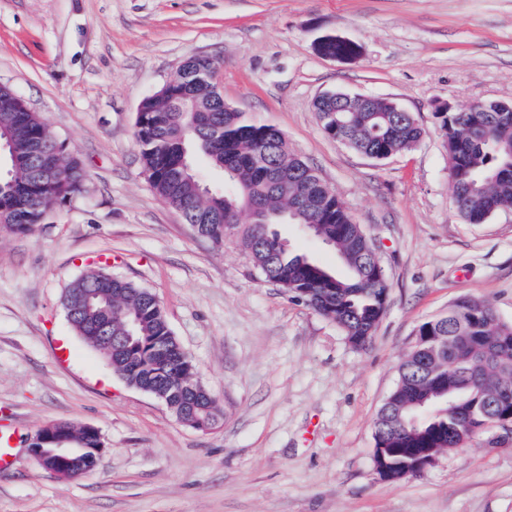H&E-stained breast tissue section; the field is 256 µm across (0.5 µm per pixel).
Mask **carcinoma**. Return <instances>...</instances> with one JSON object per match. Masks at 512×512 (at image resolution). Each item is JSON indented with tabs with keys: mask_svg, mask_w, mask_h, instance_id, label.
<instances>
[{
	"mask_svg": "<svg viewBox=\"0 0 512 512\" xmlns=\"http://www.w3.org/2000/svg\"><path fill=\"white\" fill-rule=\"evenodd\" d=\"M200 112L183 115L171 98L145 105L134 137L143 170L155 193L197 235L216 245L233 241L258 277L336 323L345 337L366 345L385 313V269L336 193L324 191L308 164L284 143L269 141V126L224 107L200 89ZM339 119L336 136L355 151L396 155L415 145L422 128L393 101L378 99L371 111L333 98L316 104ZM447 127L453 202L471 224L512 209V112H450ZM0 134L11 138L15 162L0 173L4 228L27 234L46 210L81 191L85 175L36 112L22 111L19 97L0 87ZM224 173V188L199 203L200 162ZM249 218L242 220L243 212ZM300 224L331 247L346 267L339 275L301 254H293L272 226ZM64 304L75 308L72 328L95 350L96 337H127V356L116 366L130 384L176 394L172 413L195 405V415L215 426L223 411L217 401L179 391L196 382L197 367L166 338L167 321L156 296L102 270H90L68 288ZM419 336H436L445 350L431 375L419 366L412 347L398 366L396 385L380 407L374 439L390 449L392 481L419 475L417 462L428 448H465L482 439L484 422L512 412V323L500 321L493 306L462 298L448 313L422 323Z\"/></svg>",
	"mask_w": 512,
	"mask_h": 512,
	"instance_id": "cac0c4a2",
	"label": "carcinoma"
}]
</instances>
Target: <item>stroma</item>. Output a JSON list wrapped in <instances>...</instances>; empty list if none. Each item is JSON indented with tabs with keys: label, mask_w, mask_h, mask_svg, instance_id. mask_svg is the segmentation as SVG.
<instances>
[{
	"label": "stroma",
	"mask_w": 512,
	"mask_h": 512,
	"mask_svg": "<svg viewBox=\"0 0 512 512\" xmlns=\"http://www.w3.org/2000/svg\"><path fill=\"white\" fill-rule=\"evenodd\" d=\"M362 56L341 63L315 40ZM223 68L224 100L281 130L377 246L387 309L365 348L259 281L233 242L199 238L154 192L133 137L141 100L186 59ZM0 85L48 124L86 188L26 235L0 230V512H512V446L443 452L380 481L374 421L418 327L458 299L512 322V211L467 223L452 203L439 105L512 102V0H0ZM343 91L395 101L424 134L384 161L330 139L313 110ZM291 250L342 272L300 225ZM152 291L220 401L200 431L130 388L62 305L88 268ZM96 427V467L64 481L28 443L52 421Z\"/></svg>",
	"instance_id": "35a3bbf8"
}]
</instances>
